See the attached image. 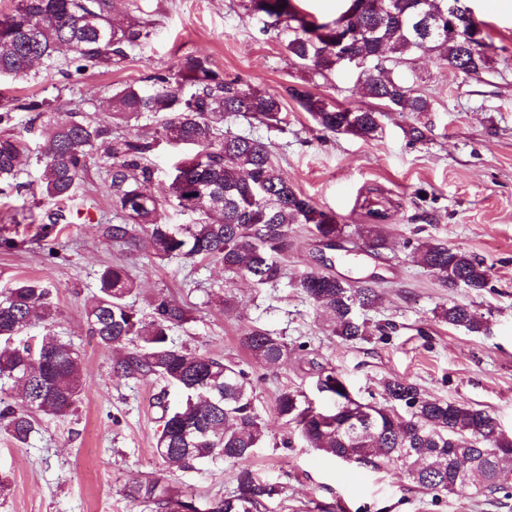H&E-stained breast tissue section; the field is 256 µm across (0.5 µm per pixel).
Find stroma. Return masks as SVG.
<instances>
[{"mask_svg":"<svg viewBox=\"0 0 512 512\" xmlns=\"http://www.w3.org/2000/svg\"><path fill=\"white\" fill-rule=\"evenodd\" d=\"M468 4L486 22L495 50L477 77L442 65L432 54L415 57L410 68L415 87L433 105L420 117L430 129L425 142H409L404 133L409 120L399 112L385 118L378 141L323 133L291 100L282 131L251 117L225 121L231 132L268 144L292 185L334 211L345 233L375 223L386 233L385 248L348 252L323 248L307 225H293L280 257L284 275L270 285L255 287L230 277L213 259L161 261L147 250L131 253L103 238L98 221L111 212L112 201L100 159H92L70 201L44 198L38 188L39 137L25 130L29 113H17L9 132L25 144L19 176L24 187L0 197V233L15 237L19 246L0 250V292L19 279L51 289L56 307L51 330L80 350L83 390L68 415L37 414L27 443L0 430V478L7 485L0 512H148L126 496L134 481L148 476L173 487L191 486L206 499L236 489V464L206 461L184 472L158 458L162 426L155 398L164 391L174 403L179 390L152 375L117 378L112 364L118 350L89 336L86 307L101 271L115 262L125 264L135 279L133 302L141 314H148L159 293L189 308L190 321L171 333L174 344L237 362L250 372L265 438L245 465L281 489L266 512H512V472L502 478L503 491L492 496L476 498L460 488L435 499L393 468L324 456L275 410L277 394L286 387L301 388L327 406L316 390L317 372L324 367L345 376L357 400L381 396L383 381L406 379L427 396L481 405L512 436V0ZM136 15L154 20V36L125 61L87 72L76 84L55 69H39L27 79L2 76L0 110L46 100L58 117L90 112L108 124L112 89L153 72L174 71L188 53L211 60L225 78L271 92L292 84L346 106L372 103L356 73L340 69L322 77L295 64L282 35L263 30L242 0H117V21ZM184 153L164 144L152 158L157 172L148 189L162 199L160 214L171 224L194 221L166 200L169 174ZM56 209L65 220L58 236L61 256L51 260L36 239L35 224ZM429 236L483 261L490 270L487 288L476 294L443 286L413 253L416 241ZM312 270L351 281L378 274L380 297L363 316L371 326H387V334L356 343L333 335L293 286ZM218 295L229 297V304L215 306ZM445 302L473 306L484 316V330L469 333L442 323L435 308ZM251 326L284 337L293 349L288 361L256 365L240 343Z\"/></svg>","mask_w":512,"mask_h":512,"instance_id":"1","label":"stroma"}]
</instances>
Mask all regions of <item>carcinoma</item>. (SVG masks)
Wrapping results in <instances>:
<instances>
[{
	"mask_svg": "<svg viewBox=\"0 0 512 512\" xmlns=\"http://www.w3.org/2000/svg\"><path fill=\"white\" fill-rule=\"evenodd\" d=\"M336 19L319 23L297 10L291 0H245L248 14L265 26L281 29L288 55L318 74L338 69L336 40L344 28L362 27L364 36L349 45L360 57L358 71L372 107L336 105L304 88L289 85L285 93L260 90L239 79L227 80L211 62L186 55L174 72L156 73L145 85H126L112 92V118L122 122L145 114L156 127L134 137L118 132L88 115L58 119L46 102L20 103L0 112V126H12L18 111H40L44 167L40 190L51 201L73 197L87 174L94 152L107 146V187L112 211L121 222L107 219L102 235L128 249L149 250L160 260L212 258L224 272L256 286L272 284L282 275L279 256L288 247L293 224L308 225L316 240L333 246L343 234L336 214L318 207L288 182L269 146L222 126L224 120L248 114L268 126L286 122L285 97L295 101L322 130L377 140L388 112L431 111L430 101L417 92L405 69L412 56L436 53L447 65L470 77L487 66L493 48L485 23L477 38H456L448 31L422 25V0H346ZM113 0H13L0 12V76L28 77L35 64L60 68L79 79L91 70H108L128 58L152 35L146 18L112 22ZM183 145L193 152L174 167L168 197L182 210L197 215L193 224H166L161 202L146 192L154 178L151 157L161 143ZM23 143L0 135V190H20L17 182ZM57 223L39 225L38 236L48 256H58ZM365 245L385 247V232L372 224ZM419 261L444 285L462 284L473 293L488 286L489 269L468 251L437 239L415 248ZM317 311L331 321V331L346 342L370 335L367 320L357 311L376 299L375 281L353 285L324 271L303 274L296 283ZM136 290L122 264L106 266L99 276L98 294L86 310L88 331L106 347L124 353L114 364L120 377L154 375L179 389L183 400L170 405L157 397L162 431L156 454L163 463L188 471L206 461L236 463L249 458L265 431L255 408V387L238 364L174 346L170 331L186 323L189 310L166 295L151 301L145 322L128 298ZM440 321L479 333L483 316L463 304L436 307ZM50 290L21 280L0 295V380L27 378L28 398L20 409L0 408V427L17 442H26L34 429V413L64 415L82 391V357L74 346L46 333L36 342L14 345L35 321L52 325ZM259 366H274L290 355L283 337L252 326L241 337ZM316 387L333 401V408L316 407L306 392L282 389L276 399L278 417L297 430L311 448L337 459L357 463L382 461L434 498L458 488L448 464V445L470 463L477 496L499 490L498 478L512 471V440L504 436L487 409L424 395L406 380H387L382 401L351 397L345 379L333 370L320 371ZM236 490L228 497L204 499L193 488L165 486L156 478L137 480L129 489L134 504L155 512H262L278 488L242 467Z\"/></svg>",
	"mask_w": 512,
	"mask_h": 512,
	"instance_id": "carcinoma-1",
	"label": "carcinoma"
}]
</instances>
